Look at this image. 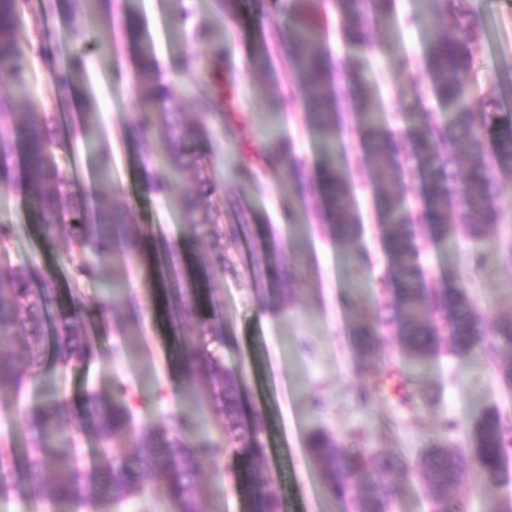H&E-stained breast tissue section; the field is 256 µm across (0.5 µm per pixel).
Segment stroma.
Here are the masks:
<instances>
[{
    "label": "stroma",
    "instance_id": "stroma-1",
    "mask_svg": "<svg viewBox=\"0 0 512 512\" xmlns=\"http://www.w3.org/2000/svg\"><path fill=\"white\" fill-rule=\"evenodd\" d=\"M294 3L281 0L256 27L244 15H219L213 0H135L142 40L152 49L160 80L180 100L181 122L203 125L207 131L200 149L216 181L207 204L221 214L224 264L198 278L222 303L226 336L206 349L237 372L243 419L261 422L263 479L253 487L237 477L243 449L215 413L208 382L201 378L189 384L182 368V338L163 308L156 255L169 243L190 259L210 253L214 243L187 234L188 217L178 205L182 182L152 190L139 160L142 150L126 135L136 113L158 109L135 82L136 60L121 27L126 0H102L99 11L81 17L71 13L70 0H21L19 44L29 61V93L18 100L17 109L57 114L55 158L67 196L97 206L99 159L108 154L110 201L128 211L140 258L130 261L123 251H114L97 263L95 278L75 280L65 229L49 234L32 219L21 184V157L0 164V223L14 228L6 246L12 263L37 261L63 291L79 282L84 307L91 314L102 282L115 279L124 285L110 315L92 314L88 358L62 366L51 340H44L34 378L20 393L0 396V443L14 463H21L29 446L27 409L52 397L77 403L91 391L107 394L114 380L121 379L140 393L135 425L167 426L174 414L190 408L196 424L188 440L223 446L219 468L204 467L198 479L203 512H261L262 500L269 495L280 500L283 512H353L350 504L325 492L320 470L308 453L314 432L326 430L340 441L354 438L364 447L400 451L414 460L434 440L452 452L467 447L472 427L488 409L512 416V387L499 377L495 363L447 349L419 371L423 387L434 398L431 405L404 404L392 383L371 405L356 403L355 392L371 365L387 364L401 371L408 358L394 331H387L372 355L364 354L350 334L351 323L369 318L377 304L393 300L392 294L378 290L389 258L370 190L375 172L357 131L355 107L346 104L340 148L362 231L352 240L336 241L328 232L317 186L320 143L305 121L302 94L293 88V68L283 42L293 22ZM465 4L481 25L469 73L471 105L512 111V0ZM418 8L419 0H395L389 28L371 29L374 47L369 51L344 40L332 7L318 8L329 59L360 61L369 79L368 95L385 124L397 132L412 127L422 112L435 113L441 120L448 117L426 74L427 33L406 23ZM63 37L81 59L67 95L49 73V61ZM260 40L267 42L271 54L264 69L251 64L252 47ZM216 44L222 45L224 66L234 77V96L205 113L195 100V81L212 70L211 48ZM410 69L415 72L411 80L406 77ZM288 96L293 99L289 105L284 102ZM280 136L305 163L306 195L297 193L289 170L270 176L260 160L253 164L256 184L247 189L240 185L237 167L245 143L265 151ZM496 182L501 220L480 242H473L463 230L445 250L426 236L418 238L431 287L466 290L490 324L512 315V270L500 262L502 251L512 247V175L497 173ZM288 212L293 215L289 224L284 221ZM265 238L277 242L278 264L300 266L296 297L252 277L250 251ZM476 248L484 263L473 271L467 257ZM389 420L396 423L390 434L382 427ZM447 421L452 429H444Z\"/></svg>",
    "mask_w": 512,
    "mask_h": 512
}]
</instances>
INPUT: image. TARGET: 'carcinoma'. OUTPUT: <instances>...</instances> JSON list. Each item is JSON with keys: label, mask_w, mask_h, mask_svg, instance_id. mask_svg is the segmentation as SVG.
Instances as JSON below:
<instances>
[{"label": "carcinoma", "mask_w": 512, "mask_h": 512, "mask_svg": "<svg viewBox=\"0 0 512 512\" xmlns=\"http://www.w3.org/2000/svg\"><path fill=\"white\" fill-rule=\"evenodd\" d=\"M343 31L349 41L363 49L370 48L365 27H383L393 15L392 0H336ZM17 0H0V81L9 83L14 93L0 94V161L13 156L24 160L22 187L31 203L33 220L48 231L59 226L68 228V257L77 277L91 278L96 267L84 260L86 252L102 259L117 247L132 251L135 242L128 231L126 211L103 205L90 210L79 202L61 208L64 198L63 180L55 160V118L47 112L14 111L16 96L26 92L24 79L27 60L17 41ZM413 25H431L426 46L428 73L434 96L448 110V120L440 121L433 113H421L416 125L406 133L408 147L400 149L395 134L381 121L379 112L363 94L358 93V129L363 147L376 166L373 190L377 203L379 226L392 258L390 276L381 278L383 290L394 287L398 306L375 308L368 320L357 322L352 329L358 346L370 355L383 337V329L396 325V336L404 353L416 364L434 355L442 341L458 353L481 352L497 363L507 384H512V316L499 319L494 336L486 334L483 317L467 293L460 290L448 302L435 289L428 287L427 277L417 259L415 239L419 231L427 232L432 242L448 245L459 225H466L468 235L481 239L487 226L500 220L495 205L494 172L512 174V112H499L488 106L474 110L469 99L472 86L467 73L472 68V44L479 35V20L469 10L448 0H424L422 13L409 19ZM122 29L129 48L137 53L136 81L142 91L162 103V112H140L130 123L136 142L146 145L153 134L161 138L168 163L167 171L155 172V189L196 168L200 176L193 184L184 185L179 199L181 209L191 217L188 231L204 237L213 231L208 212L197 216L199 199L214 190L213 182L203 176V166L194 149L205 131L201 127L186 128L177 118L173 92L159 84L153 61L140 48V21L130 10L125 11ZM291 58L304 94L306 121L321 145L319 189L330 234L339 241L350 240L359 233L351 188L340 167L337 150V127L333 108L342 98L343 89L333 87L326 79L327 61L320 34L299 15L289 32ZM215 68L197 81L198 102L210 109L215 97L224 96V53H213ZM76 71L74 52L60 51L52 78L58 88L65 89ZM416 166L425 170L428 189L418 207L407 206L402 194L389 190ZM270 172L289 168L298 187L305 186L303 163L291 153L288 141L281 140L267 157ZM271 243L255 248L250 268L255 278L283 285L294 283L298 272H284L269 263ZM166 307L169 318L184 328L185 345L194 350L196 339L221 342L224 324L219 319L221 303L214 296L202 299L195 286L181 270V259L172 255L165 261ZM42 287H32L34 281ZM98 302L101 315L114 309L117 283L106 282ZM58 299L55 283L44 276L37 264L12 266L0 264V393H15L28 382L30 374L17 366L13 336L15 327H23L26 351L34 359L40 352L47 316ZM206 306L210 316L199 318L198 310ZM56 354L64 365L84 359L91 336L75 294L70 305L59 306L53 316ZM194 369L203 372L215 394L216 413L224 416L225 427L236 434L245 455L239 466L241 475L257 482L255 459L262 455L259 444L261 426L241 424L240 393L235 373L224 369L220 360L210 354L194 356ZM405 392L404 402L425 403L429 397L417 385V375L399 373L380 366L360 385L357 402L368 406L393 377ZM135 391L121 381L112 394L85 396L78 411L104 444L99 462L88 469L77 465L76 436L63 426L67 405L51 399L28 409L25 421L30 431V448L22 466V478L30 491L51 503H75L79 506L99 503L120 504L143 489L146 473L164 489L172 512H202L197 494L200 467L218 465L221 448L195 445L181 430L190 425L188 414L173 418V427H132ZM308 452L322 471L328 493L339 501H350L354 512H391L398 502L402 486L395 477L407 481L414 476L425 484L432 512H452L451 491L479 478L490 487L501 488L512 483L507 461L512 458V417L496 409L487 411L473 429L465 455L448 451L440 444L425 449L416 462L402 453L370 452L365 448L351 450L335 436L317 431L312 434ZM15 470L7 449H0V489L13 486Z\"/></svg>", "instance_id": "carcinoma-1"}]
</instances>
